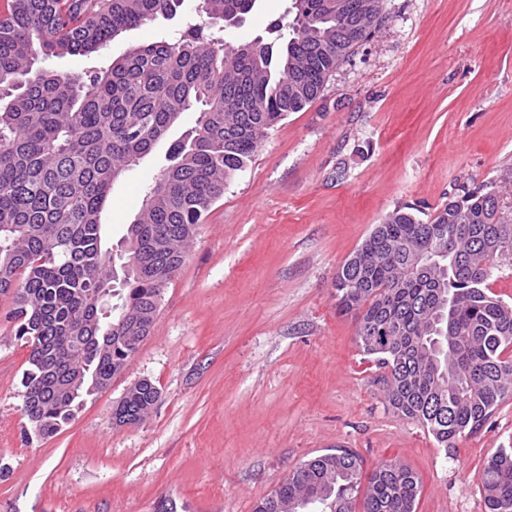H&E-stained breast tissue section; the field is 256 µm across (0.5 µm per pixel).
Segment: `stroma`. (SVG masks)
Here are the masks:
<instances>
[{"instance_id": "35a3bbf8", "label": "stroma", "mask_w": 512, "mask_h": 512, "mask_svg": "<svg viewBox=\"0 0 512 512\" xmlns=\"http://www.w3.org/2000/svg\"><path fill=\"white\" fill-rule=\"evenodd\" d=\"M199 0L122 33L98 53L47 60L85 74L153 38L201 23ZM290 0H256L227 41L267 38ZM387 18L319 98L269 130L224 186L149 336L111 384L55 436L25 440L27 350L0 296V512H253L299 463L335 448L366 469L414 471L416 512H486L488 457L512 447V398L445 449L396 415L336 309L338 269L395 207L434 214L460 186L512 183V0H385ZM167 143L112 187L102 213L115 245L166 165ZM346 173L337 176L338 163ZM148 379L161 390L140 423L112 406Z\"/></svg>"}]
</instances>
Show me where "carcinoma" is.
Returning a JSON list of instances; mask_svg holds the SVG:
<instances>
[{
    "label": "carcinoma",
    "instance_id": "cac0c4a2",
    "mask_svg": "<svg viewBox=\"0 0 512 512\" xmlns=\"http://www.w3.org/2000/svg\"><path fill=\"white\" fill-rule=\"evenodd\" d=\"M183 0H6L0 12V295H9L23 371L26 436L53 437L107 388L149 335L199 224L268 131L314 102L336 67L381 26L383 0H292L269 42L225 49L256 0H201L206 25L128 49L88 79L36 69L90 55L123 32L176 15ZM196 110L172 141L128 228L126 261L103 248L113 184ZM447 267L414 271L419 254ZM512 264V195L461 186L427 220L385 214L336 273V308L357 315L361 351L390 406L444 447L481 430L512 397V306L489 280ZM149 379L112 407L119 426L151 412ZM419 477L393 461L363 472L349 448L298 466L253 512H415ZM488 512H512V447L484 467Z\"/></svg>",
    "mask_w": 512,
    "mask_h": 512
}]
</instances>
